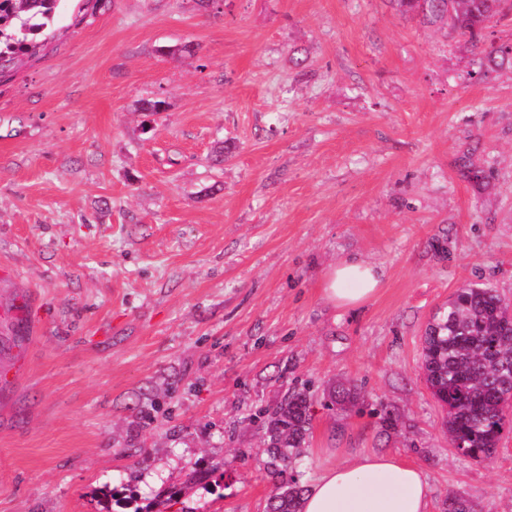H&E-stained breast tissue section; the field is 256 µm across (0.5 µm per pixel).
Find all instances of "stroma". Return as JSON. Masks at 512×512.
Returning a JSON list of instances; mask_svg holds the SVG:
<instances>
[{"label": "stroma", "instance_id": "1", "mask_svg": "<svg viewBox=\"0 0 512 512\" xmlns=\"http://www.w3.org/2000/svg\"><path fill=\"white\" fill-rule=\"evenodd\" d=\"M77 10L0 83V325L26 329L0 354V512H111L105 485L122 512H265L256 415L302 386L303 484L392 452L429 512H512V432L461 455L421 369L458 288L512 302V70L389 0ZM350 255L382 286L335 308ZM338 380L360 409L329 406ZM381 278L382 272L375 264L351 255L326 270L322 296L335 308H356L378 291Z\"/></svg>", "mask_w": 512, "mask_h": 512}]
</instances>
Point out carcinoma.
I'll return each mask as SVG.
<instances>
[{
  "label": "carcinoma",
  "instance_id": "1",
  "mask_svg": "<svg viewBox=\"0 0 512 512\" xmlns=\"http://www.w3.org/2000/svg\"><path fill=\"white\" fill-rule=\"evenodd\" d=\"M62 0H0V78L17 61L39 54V36L54 22ZM403 13L413 12L429 26L451 28L476 46L486 30L512 15V0H392ZM487 68H512V42L489 44ZM506 302L489 287L459 288L454 300L439 309L423 342L422 370L433 397L446 411L448 437L461 454L481 461L512 431V325L504 318ZM331 402L342 409L360 404L355 386L337 383ZM311 399L294 389L271 411L257 416L265 435L264 468L281 478L302 453L310 434ZM304 489L294 476L280 482L269 497L267 512H300Z\"/></svg>",
  "mask_w": 512,
  "mask_h": 512
}]
</instances>
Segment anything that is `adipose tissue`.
Here are the masks:
<instances>
[{
    "label": "adipose tissue",
    "instance_id": "1",
    "mask_svg": "<svg viewBox=\"0 0 512 512\" xmlns=\"http://www.w3.org/2000/svg\"><path fill=\"white\" fill-rule=\"evenodd\" d=\"M382 272L356 255L325 272L322 296L352 309L381 285ZM429 485L422 469L388 452L354 455L321 472L301 501V512H429Z\"/></svg>",
    "mask_w": 512,
    "mask_h": 512
}]
</instances>
